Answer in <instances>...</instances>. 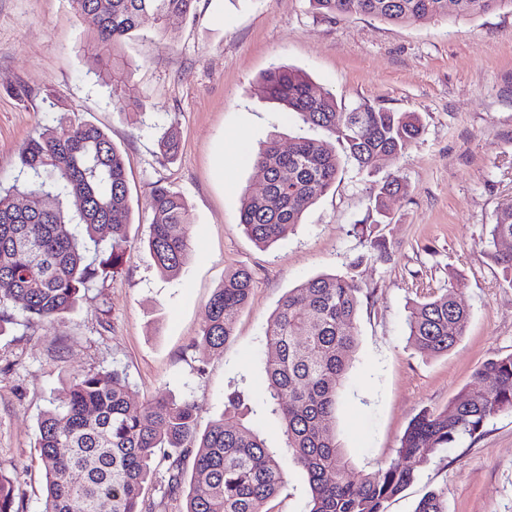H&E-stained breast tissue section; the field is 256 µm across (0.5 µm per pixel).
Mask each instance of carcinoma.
I'll use <instances>...</instances> for the list:
<instances>
[{
    "label": "carcinoma",
    "instance_id": "obj_1",
    "mask_svg": "<svg viewBox=\"0 0 512 512\" xmlns=\"http://www.w3.org/2000/svg\"><path fill=\"white\" fill-rule=\"evenodd\" d=\"M196 0H69L95 73L117 90L116 49L150 18L157 34L168 21L194 10ZM328 17L364 14L395 24L448 17H475L512 0H310ZM260 91L296 114L303 125L323 129L329 139L294 138L288 150L277 140L254 154L265 185L246 193L240 225L258 246L268 247L300 223L306 209L335 183L338 141L358 170L403 155L422 131L413 112L367 104L347 110L334 94L320 90L301 69L266 71ZM26 176L0 188V331L12 322L9 305L20 304L29 323L60 319L98 275L90 251L116 257L128 243L130 199L123 154L98 126L62 114L56 124L26 139L18 150ZM392 176L374 188L375 208L401 191ZM27 198L23 207L16 198ZM152 213L148 249L166 275L178 276L191 250L190 214L184 198L153 183L146 197ZM512 203L491 225L489 256L512 284ZM253 275L238 269L226 276L206 304L198 341L221 350L232 336L239 312L250 298ZM361 292L355 275L325 274L293 288L268 322L265 341L275 355L266 363L264 402L282 425L279 452L243 423L224 418L198 432V411L187 399L160 394L138 400L122 371L87 373L71 380L37 425V448L45 471L43 512H97L108 500L112 512H145L142 493L155 478L157 450L167 462L166 494L182 493L184 462L193 458L183 512H271L287 467L302 468L310 489L305 512H387L389 501L418 476L427 456L483 432L486 422L512 410V354L487 360L475 376L484 387L458 396L443 409H423L400 441L406 465L386 464L357 480L336 432V405L358 346ZM468 310L454 283L442 294L415 303L407 319L409 338L420 352L437 356L463 336ZM13 481L0 471V512H13ZM414 512H447L444 491L432 489Z\"/></svg>",
    "mask_w": 512,
    "mask_h": 512
}]
</instances>
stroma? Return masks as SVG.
<instances>
[{"label":"stroma","instance_id":"obj_1","mask_svg":"<svg viewBox=\"0 0 512 512\" xmlns=\"http://www.w3.org/2000/svg\"><path fill=\"white\" fill-rule=\"evenodd\" d=\"M169 31L158 36L147 19L122 43L126 87L116 92L91 74L69 0H0V186L19 173L20 144L64 112L100 127L123 153L131 206L127 248L73 311L0 334V470L14 482L15 512H42L37 420L66 380L87 373L118 369L139 398L193 401L203 428L240 391L254 403L247 425L282 447L279 421L255 402L272 355L264 331L288 290L321 274L354 271L366 296L336 410L353 474L398 461L416 414L479 389L475 371L512 353V285L485 250L498 209L512 203V10L393 25L324 17L309 0H197ZM273 65L302 69L348 109L418 113L423 131L372 172L343 161L301 224L263 249L240 226L243 194L263 183L252 156L273 136L288 147L300 126L258 91ZM50 90L58 108L43 100ZM170 127L180 136L172 161L158 147ZM390 176L406 190L381 214L370 191ZM157 181L190 208L192 249L176 277L141 246ZM368 231L385 239L388 260L357 264ZM240 267L253 290L231 338L217 352L198 346L209 297ZM451 283L469 322L448 353L424 356L408 338L409 308ZM433 488L448 512H512V411L490 418L480 438L429 456L388 512H414Z\"/></svg>","mask_w":512,"mask_h":512}]
</instances>
